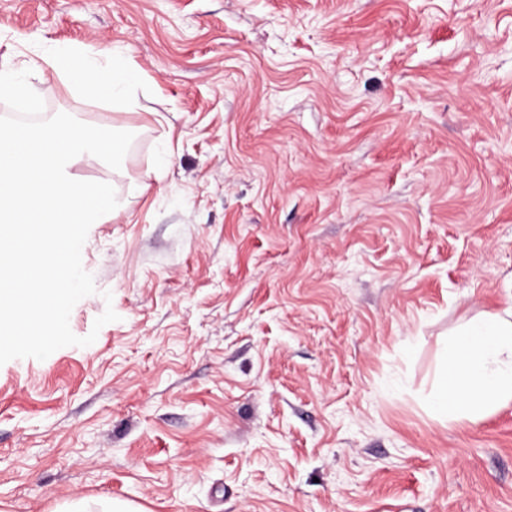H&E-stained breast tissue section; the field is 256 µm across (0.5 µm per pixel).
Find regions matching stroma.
<instances>
[{"instance_id":"obj_1","label":"stroma","mask_w":512,"mask_h":512,"mask_svg":"<svg viewBox=\"0 0 512 512\" xmlns=\"http://www.w3.org/2000/svg\"><path fill=\"white\" fill-rule=\"evenodd\" d=\"M108 48L43 112L134 135L97 338L0 366V512H512V404L428 412L512 299V0H0V70ZM45 76L41 84L32 86L33 95L54 94L67 89V81L77 80L90 96L120 97L127 86L139 79V73L131 68L125 53L113 49L102 65L96 59L72 51H54L41 56Z\"/></svg>"}]
</instances>
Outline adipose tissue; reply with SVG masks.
<instances>
[{
	"instance_id": "ef3b65f1",
	"label": "adipose tissue",
	"mask_w": 512,
	"mask_h": 512,
	"mask_svg": "<svg viewBox=\"0 0 512 512\" xmlns=\"http://www.w3.org/2000/svg\"><path fill=\"white\" fill-rule=\"evenodd\" d=\"M46 75L33 95L53 94L77 80L91 96L118 97L139 78L122 50L106 63L72 51L42 57ZM512 403V305L484 313L455 332L429 403L442 421L474 423Z\"/></svg>"
}]
</instances>
